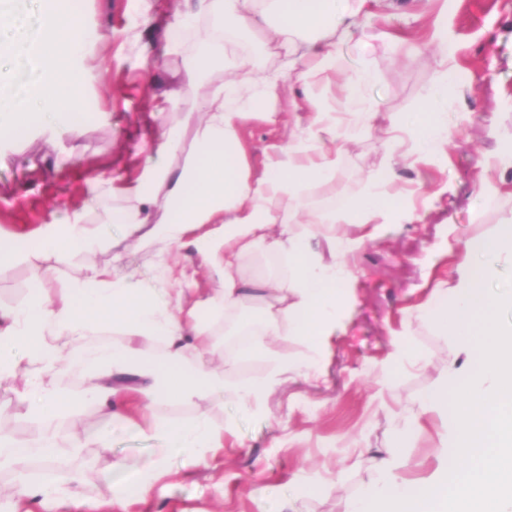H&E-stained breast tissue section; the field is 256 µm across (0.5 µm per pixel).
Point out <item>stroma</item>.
<instances>
[{
	"mask_svg": "<svg viewBox=\"0 0 512 512\" xmlns=\"http://www.w3.org/2000/svg\"><path fill=\"white\" fill-rule=\"evenodd\" d=\"M76 15L89 32L84 69L88 92L78 131L57 137L38 123L16 138L0 141V231L26 235L63 218V205L82 210L83 222L102 236H120L112 210L124 205L108 181L113 170L142 173L139 153L145 127H177L203 115L213 88L230 68L217 65L211 75L185 86L180 100L164 112L152 111L151 93L180 82L184 63L206 39L199 25L184 34L180 52L164 48L160 30L146 23L137 0H78ZM442 0H392L390 9L360 17L369 44L351 40L339 49L341 68L322 81L327 105L353 131L336 150L331 178L299 192L281 207L289 225L305 230L308 218L327 211L339 198L363 195L376 167L390 122L418 111L438 65L423 41ZM448 33L454 63L467 93L448 92L446 111L453 132L447 155L395 166L390 194L414 209L411 222L383 224L377 238L355 252L347 301L336 329L318 358L319 375L295 377L271 396L260 411L242 412L203 399L192 404L155 401L151 410L162 422H187L208 414L215 427L233 424L224 453L211 467L194 466L188 456L168 459L164 486L129 512H341L344 495L359 490L369 470L387 454L408 459V479L432 472L441 423L399 448L393 418L412 408L418 396L437 384L455 352L446 337L417 322L419 311L436 302L438 282L452 279L458 242L492 234L512 221V168L490 170L485 159L512 139V0H454ZM375 79L365 91L371 124L345 102L344 84L357 72ZM304 98L301 87L284 89L272 103V118H256L242 130L247 166L253 178L264 171L267 153L285 142L294 112ZM498 186L497 196L483 193ZM177 276L192 284L195 298L211 295L220 280L202 267L195 250L166 249ZM159 247L128 244L123 264L144 283L158 273ZM35 264L19 260L0 268V306H20L35 282ZM216 367L228 378L261 379L268 370L258 356L224 360V322L213 323ZM405 342L428 362L427 368L387 372L397 342ZM370 430V446L352 452L349 443ZM106 433V446L73 452L74 437ZM41 428L19 404L12 381H0V435L36 441ZM58 448L54 462L36 456L29 476L40 482L62 473L80 474L86 503L60 505L56 512H104L96 503L103 480L120 486L157 457L162 443L143 433L136 421H113L95 405L50 429Z\"/></svg>",
	"mask_w": 512,
	"mask_h": 512,
	"instance_id": "obj_1",
	"label": "stroma"
}]
</instances>
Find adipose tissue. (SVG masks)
<instances>
[{"label": "adipose tissue", "mask_w": 512, "mask_h": 512, "mask_svg": "<svg viewBox=\"0 0 512 512\" xmlns=\"http://www.w3.org/2000/svg\"><path fill=\"white\" fill-rule=\"evenodd\" d=\"M40 3L42 25L36 38H0V56L25 54L42 72L22 106L4 92L11 77L0 68L1 137L27 124L32 106L47 125L64 117L67 132L81 122L87 83L80 64L85 24L65 8V0ZM379 3L181 0L164 24V41L172 49L179 47L182 32L202 21L221 41L258 39L251 53L235 60L236 78L214 92L204 118L193 126L191 144H184V132L177 128L146 144V171L124 187L127 206L112 212L113 223L124 226L126 237L139 243L197 248L223 276L214 296L186 307L181 303L184 282L171 290L141 285L121 265V240H102L74 218L43 225L21 243L0 236V267L21 258L64 261L103 245L112 250L111 264L84 266L59 299H51L37 283L22 306L0 307V379L19 380L17 398L31 418L48 426L90 401L115 421L142 412L143 432L161 437V458L142 469L131 486L104 482L99 497L109 512H128L130 498L145 499L155 491L168 473L166 454L179 451L205 465L224 451V432L206 415L181 424L160 423L147 413L154 399L191 403L209 398L245 411L261 409L289 374L310 368L309 363L282 357L275 339L293 336L321 352L345 303L341 285L350 273L352 255L374 240L379 225L412 220V211L389 195L386 186L394 176V154L428 159L448 148L442 108L456 72L455 48L444 21L435 23L429 37L439 60L432 86L419 112L393 123L390 150L370 177L367 193L316 218L317 224L356 225L357 234L327 237L330 258L325 261L310 249L315 227L297 233L281 216L286 198L332 174L330 148L346 141L348 134L336 114L321 111L314 89L335 73L338 47L358 35V17ZM272 49L285 58V69H262ZM290 82L303 88L312 119L274 147L262 178L250 181L241 131L253 118L266 116L271 101ZM182 151L187 154L183 166L173 168V157ZM261 249L287 255V280L251 282L242 277L244 261ZM504 262L512 263V224L500 225L490 236L464 239L448 303L424 309L420 316L449 333L459 355L442 381L425 391L395 426L397 442L404 447L427 432L431 418L447 421L433 477L415 483L399 466L379 461L360 490L344 498L342 512H512V322L501 317L512 309V289L488 286ZM254 301L260 304L259 316L246 352L265 358L269 370L262 380L231 385L212 365V321ZM108 327L120 337L85 362L80 392L60 390L54 375L66 359L68 343ZM10 463L16 489L5 512H24L32 502L43 512H54L65 499L77 507L83 504L79 475L35 484L29 479L28 456H11Z\"/></svg>", "instance_id": "obj_1"}]
</instances>
